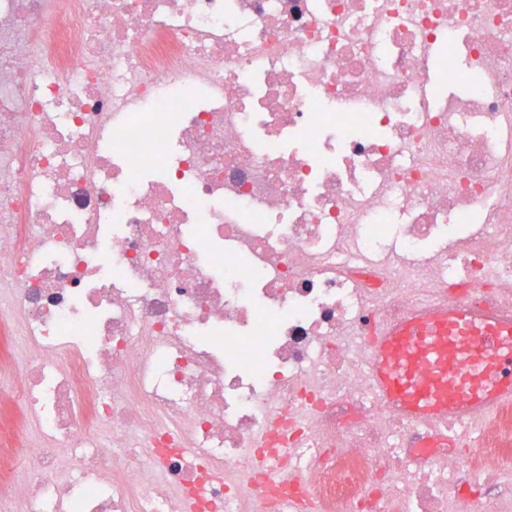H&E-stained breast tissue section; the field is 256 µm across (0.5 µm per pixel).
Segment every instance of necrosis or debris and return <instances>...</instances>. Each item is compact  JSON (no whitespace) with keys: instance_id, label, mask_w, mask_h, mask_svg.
Returning a JSON list of instances; mask_svg holds the SVG:
<instances>
[{"instance_id":"1","label":"necrosis or debris","mask_w":512,"mask_h":512,"mask_svg":"<svg viewBox=\"0 0 512 512\" xmlns=\"http://www.w3.org/2000/svg\"><path fill=\"white\" fill-rule=\"evenodd\" d=\"M426 301L512 318V0H0V512H512ZM458 325L462 336H448ZM373 379L387 404L419 419L511 401L512 321L467 306L410 316L379 337Z\"/></svg>"}]
</instances>
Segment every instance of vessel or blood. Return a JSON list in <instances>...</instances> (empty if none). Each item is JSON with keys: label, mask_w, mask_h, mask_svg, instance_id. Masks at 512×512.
I'll return each mask as SVG.
<instances>
[{"label": "vessel or blood", "mask_w": 512, "mask_h": 512, "mask_svg": "<svg viewBox=\"0 0 512 512\" xmlns=\"http://www.w3.org/2000/svg\"><path fill=\"white\" fill-rule=\"evenodd\" d=\"M373 379L387 404L419 419L511 401L512 321L466 306L408 317L379 337Z\"/></svg>", "instance_id": "1"}]
</instances>
